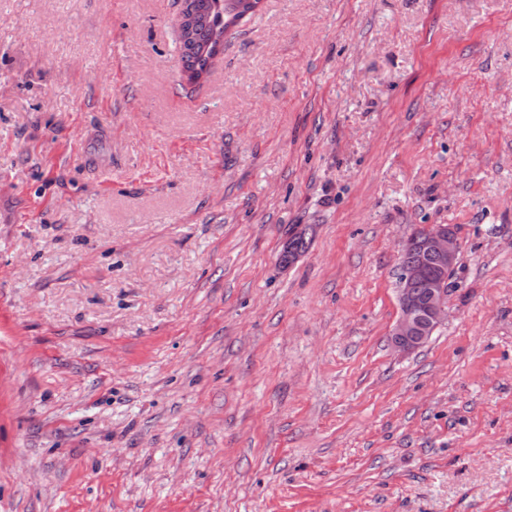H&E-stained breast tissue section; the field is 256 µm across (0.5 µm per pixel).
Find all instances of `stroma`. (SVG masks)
I'll return each instance as SVG.
<instances>
[{
    "instance_id": "35a3bbf8",
    "label": "stroma",
    "mask_w": 512,
    "mask_h": 512,
    "mask_svg": "<svg viewBox=\"0 0 512 512\" xmlns=\"http://www.w3.org/2000/svg\"><path fill=\"white\" fill-rule=\"evenodd\" d=\"M178 10L0 0V512H512V0ZM180 63L188 84L207 81L227 32L255 14L260 0H179ZM413 247L419 262L401 272L398 302L400 314L390 332V341L399 351H409L424 344L447 315L448 273L455 268L459 244L455 227L433 225ZM437 268V275L428 283V295L423 303L408 299L411 287L423 277L425 265Z\"/></svg>"
}]
</instances>
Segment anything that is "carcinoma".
<instances>
[{
    "label": "carcinoma",
    "mask_w": 512,
    "mask_h": 512,
    "mask_svg": "<svg viewBox=\"0 0 512 512\" xmlns=\"http://www.w3.org/2000/svg\"><path fill=\"white\" fill-rule=\"evenodd\" d=\"M259 3L260 0H180V63L187 83L198 84L210 77L225 35L254 15Z\"/></svg>",
    "instance_id": "cac0c4a2"
}]
</instances>
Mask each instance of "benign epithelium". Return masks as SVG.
<instances>
[{"label": "benign epithelium", "mask_w": 512, "mask_h": 512, "mask_svg": "<svg viewBox=\"0 0 512 512\" xmlns=\"http://www.w3.org/2000/svg\"><path fill=\"white\" fill-rule=\"evenodd\" d=\"M419 262L401 272L398 302L400 314L390 332V341L399 351H409L424 344L447 315L448 273L455 268L459 244L455 227L447 224L432 226L413 244ZM437 268V275L428 283L424 302L408 299L411 287L423 277L425 265Z\"/></svg>", "instance_id": "7a95c632"}]
</instances>
